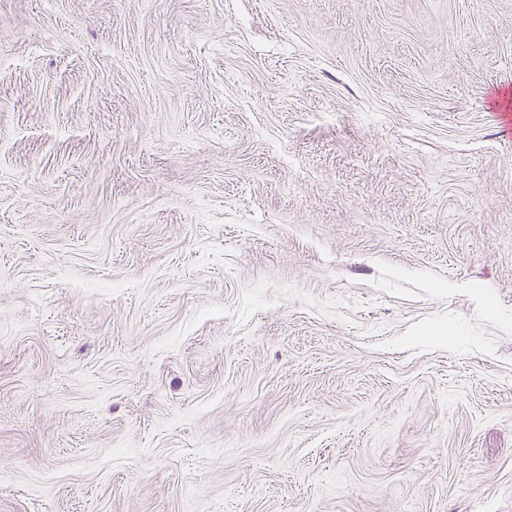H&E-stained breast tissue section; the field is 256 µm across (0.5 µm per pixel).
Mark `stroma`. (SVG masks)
Segmentation results:
<instances>
[{
	"mask_svg": "<svg viewBox=\"0 0 512 512\" xmlns=\"http://www.w3.org/2000/svg\"><path fill=\"white\" fill-rule=\"evenodd\" d=\"M0 512H512V0H0Z\"/></svg>",
	"mask_w": 512,
	"mask_h": 512,
	"instance_id": "35a3bbf8",
	"label": "stroma"
}]
</instances>
